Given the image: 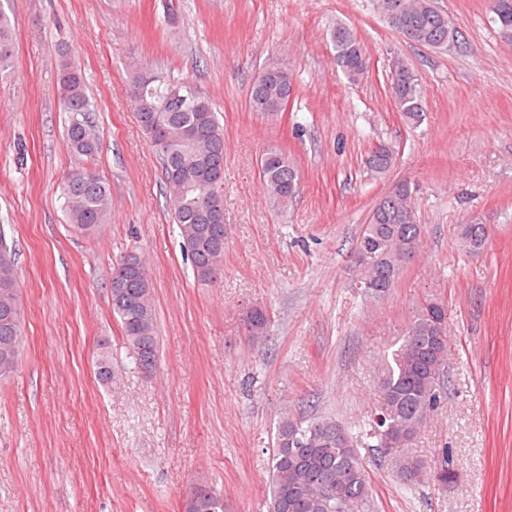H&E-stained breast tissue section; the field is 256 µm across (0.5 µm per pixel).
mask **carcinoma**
I'll return each mask as SVG.
<instances>
[{"instance_id":"carcinoma-1","label":"carcinoma","mask_w":512,"mask_h":512,"mask_svg":"<svg viewBox=\"0 0 512 512\" xmlns=\"http://www.w3.org/2000/svg\"><path fill=\"white\" fill-rule=\"evenodd\" d=\"M385 21L397 15L403 36L411 42L445 50L456 40L457 31L448 15L434 0H375ZM500 32H512V0H487ZM336 64L351 81L366 69L363 45L350 27L336 23L330 31ZM391 72V97L403 120L421 122L425 99L421 81L410 65L396 58ZM13 65L12 23L0 3V79L9 76ZM58 84L68 93L71 119L66 131L67 151L78 159L91 160L100 143L92 131L89 99L82 73L63 61ZM182 85L187 96L183 107H175L169 90ZM130 86L137 104L140 127L158 153L167 183L173 193V218L183 247L188 252L196 279L214 283L224 260V127L211 102L188 81H175L158 72L145 79L135 71ZM294 78L279 61L267 59L251 87L249 106L253 112L274 117L288 108ZM398 151L388 143L376 146L366 158L370 172L388 173L396 164ZM262 185L280 207L296 195L300 170L295 161L276 146L267 148L259 161ZM69 223L89 232L107 222L112 211L108 185L90 166L73 167L62 180ZM421 224L412 206L408 183L394 186L379 201L366 224L360 243L369 259L355 269V279L364 292L383 296L395 287L408 262L421 244ZM460 246L479 252L488 243L483 224H460ZM131 262L119 261L112 269L110 295L112 313L122 338L137 367L146 372L157 363L159 339L152 298V279L143 257L126 253ZM267 310H251L245 319L254 339L266 334ZM22 325L18 292L12 274L11 256L0 249V351H19ZM448 356V312L440 302L429 300L411 315L396 348L382 364L378 378V404L370 416L367 437L390 456L391 464L407 485L422 474L446 486L456 473L443 460L436 468L427 461L399 451V445L422 429L446 398L439 386L441 368ZM96 374L105 387H112V347L105 338L96 350ZM268 512H370L374 507L371 485L357 448V437L336 420L317 416L284 414L277 426L269 472ZM185 512H224V497L211 488H199L186 502Z\"/></svg>"}]
</instances>
